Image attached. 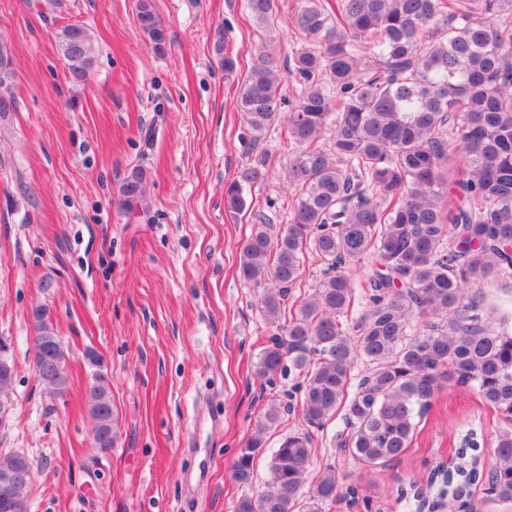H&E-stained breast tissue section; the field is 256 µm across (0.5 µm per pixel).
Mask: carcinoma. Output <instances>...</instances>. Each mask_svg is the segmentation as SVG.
Returning <instances> with one entry per match:
<instances>
[{"label":"carcinoma","instance_id":"cac0c4a2","mask_svg":"<svg viewBox=\"0 0 512 512\" xmlns=\"http://www.w3.org/2000/svg\"><path fill=\"white\" fill-rule=\"evenodd\" d=\"M253 20L274 25L279 0H246ZM141 33L157 54L169 39L153 0H137ZM293 24L302 45L291 72L296 105L283 112L282 76L262 44L244 79L237 108L258 140L288 122L285 167L295 194L289 222L276 228L256 216L240 264L243 279L262 288L265 320L277 330L256 366L259 378L286 369L304 375L302 415L321 428L340 415L333 442L345 457L376 467L398 460L421 419L446 387L473 388L502 425L492 443L491 480L484 479V442L472 431L464 447L434 472L447 512H468L471 488L489 504L512 502V307L489 301L490 285L512 288V0H297ZM55 47L70 81H88L97 57L89 30L62 27ZM214 50L224 71L237 61ZM250 166L224 188V207L245 209L243 186L264 180ZM122 204L132 210L147 192L145 171L124 178ZM325 265L299 300L307 255ZM371 265L367 304L345 327L354 300L351 271ZM41 345L55 347L56 377L65 389L67 352L35 311ZM368 371L349 392L352 370ZM94 444L118 441L112 395L98 376L86 392ZM285 407L268 403L239 449L232 478L252 483L263 435L280 425ZM308 432H290L276 448L270 479L256 497L240 496L233 512H325L336 503V464L305 488L313 458ZM33 465L23 452L0 456V474ZM32 486L6 488L10 512H28Z\"/></svg>","mask_w":512,"mask_h":512}]
</instances>
